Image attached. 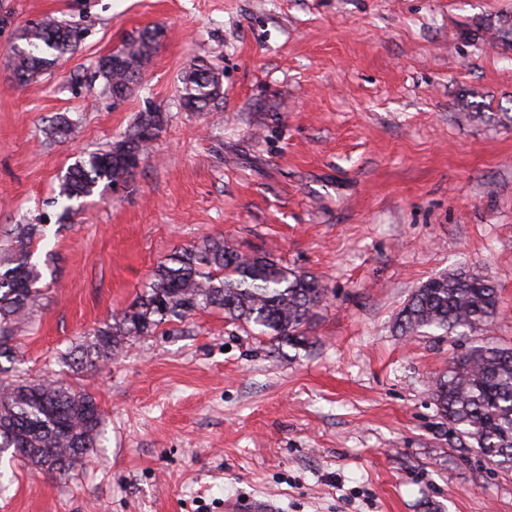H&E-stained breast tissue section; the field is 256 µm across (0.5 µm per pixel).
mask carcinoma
Wrapping results in <instances>:
<instances>
[{"instance_id":"obj_1","label":"carcinoma","mask_w":512,"mask_h":512,"mask_svg":"<svg viewBox=\"0 0 512 512\" xmlns=\"http://www.w3.org/2000/svg\"><path fill=\"white\" fill-rule=\"evenodd\" d=\"M161 37L159 28H145L98 60L97 73L112 93L123 96L131 90ZM18 40L23 45L15 49L13 71L27 83L71 52L81 32L48 17L22 28ZM180 93L190 111L208 109L221 97L215 73L204 66L183 78ZM71 125L61 118L46 129V137L64 138ZM160 131V115L145 112L123 139L71 165L61 178V218L77 212V201L130 176L134 159H145ZM45 235L44 224H14L0 247V357L13 351L17 324L42 296L43 272L32 261V244ZM326 298L319 278L288 268L270 252L246 254L222 242L192 245L160 261L143 293L95 329L91 344L75 347L79 356L72 362L80 370L92 368L112 358L125 339L149 336L163 323L209 307L295 347L306 342V330ZM498 302L488 276L462 268L417 288L400 311L397 327L403 335L431 328L483 329L495 318ZM4 373L0 367V453L9 451L42 470L67 474L100 442L103 419L95 397L53 380L9 379ZM432 399L459 440L476 446L490 464L512 470V347L472 342L450 362Z\"/></svg>"}]
</instances>
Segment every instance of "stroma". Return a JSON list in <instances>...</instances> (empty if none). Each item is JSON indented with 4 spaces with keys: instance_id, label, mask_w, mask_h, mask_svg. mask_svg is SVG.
Returning <instances> with one entry per match:
<instances>
[{
    "instance_id": "35a3bbf8",
    "label": "stroma",
    "mask_w": 512,
    "mask_h": 512,
    "mask_svg": "<svg viewBox=\"0 0 512 512\" xmlns=\"http://www.w3.org/2000/svg\"><path fill=\"white\" fill-rule=\"evenodd\" d=\"M49 16L83 39L19 83L16 34ZM147 27L164 35L115 99L96 62ZM199 64L223 95L190 112ZM143 112L164 122L140 167L61 220L67 168ZM14 224L54 237L0 366L88 391L104 425L66 476L0 460V512H512V471L431 399L470 337L395 327L428 279L476 268L498 289L488 334L512 346V0H0V237ZM205 239L323 280L306 345L210 308L95 368L65 361Z\"/></svg>"
}]
</instances>
